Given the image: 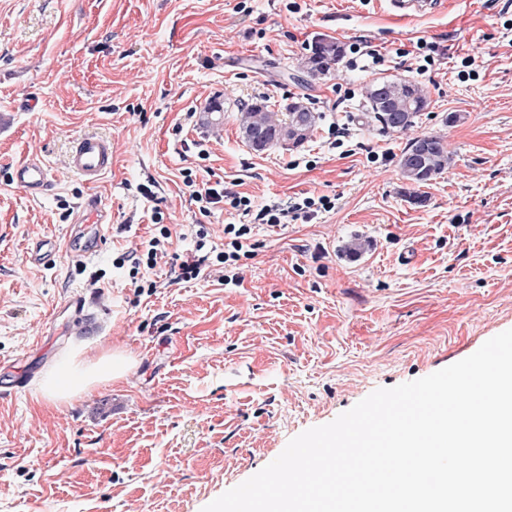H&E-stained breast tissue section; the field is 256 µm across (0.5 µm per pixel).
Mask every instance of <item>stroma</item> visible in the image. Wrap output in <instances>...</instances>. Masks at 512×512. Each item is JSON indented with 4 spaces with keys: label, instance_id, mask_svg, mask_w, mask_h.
Wrapping results in <instances>:
<instances>
[{
    "label": "stroma",
    "instance_id": "1",
    "mask_svg": "<svg viewBox=\"0 0 512 512\" xmlns=\"http://www.w3.org/2000/svg\"><path fill=\"white\" fill-rule=\"evenodd\" d=\"M320 38L388 55L312 79L300 63ZM384 77L428 93L410 130L365 116L363 90ZM260 98L318 112L312 138L252 151L237 117ZM334 122L351 130L338 148ZM87 133L112 147L93 184L67 164ZM423 135L450 164L418 207L397 159ZM31 158L50 171L41 196L10 179ZM188 172L258 206H330L279 227L224 203L203 213ZM92 193L106 240L76 259L68 236ZM228 224L252 225L255 244L232 282L219 263L187 281L162 260L138 288L116 263L164 226L169 251L192 248L200 226L223 247ZM356 238L368 246L352 258ZM40 239L57 246L41 265L26 257ZM508 329L512 0H443L418 18L375 0H0V512H201L291 438ZM84 343L123 348L128 375L45 406L36 382Z\"/></svg>",
    "mask_w": 512,
    "mask_h": 512
}]
</instances>
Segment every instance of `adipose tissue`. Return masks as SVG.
I'll use <instances>...</instances> for the list:
<instances>
[{
	"mask_svg": "<svg viewBox=\"0 0 512 512\" xmlns=\"http://www.w3.org/2000/svg\"><path fill=\"white\" fill-rule=\"evenodd\" d=\"M131 366V358L120 348L93 359L81 349L51 367L38 392L48 404L57 407L69 404L97 386L123 380Z\"/></svg>",
	"mask_w": 512,
	"mask_h": 512,
	"instance_id": "obj_1",
	"label": "adipose tissue"
}]
</instances>
